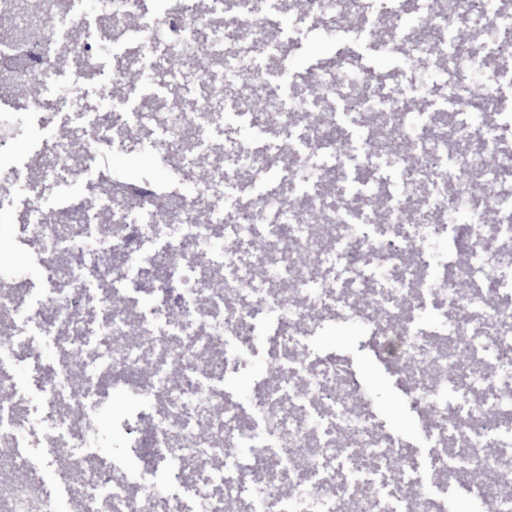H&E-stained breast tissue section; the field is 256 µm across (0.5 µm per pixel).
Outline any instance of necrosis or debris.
Masks as SVG:
<instances>
[{
  "mask_svg": "<svg viewBox=\"0 0 512 512\" xmlns=\"http://www.w3.org/2000/svg\"><path fill=\"white\" fill-rule=\"evenodd\" d=\"M0 10L37 26L29 44L0 37V102L34 82L27 108L43 111L50 88L88 78L94 54L111 57L110 83L148 67L195 88L139 93L131 113L92 107L79 135L41 134L24 163L22 118L0 113V214L16 219L0 240L16 232L22 243L0 270V461L20 459L28 424L12 373L36 352L18 339L28 309L59 348L33 380L49 424L36 445L73 456L89 387L124 386L149 400L152 422L113 423L114 441L164 464L118 475L73 456L90 484L78 499L32 473L0 475V512H260L285 501L290 512H512L484 484L512 480V289L500 279L512 267V153L501 147L512 122L494 95L504 72L482 67L512 56L511 11L498 0H108L98 14L75 0H0ZM281 17L291 34L275 29ZM304 31L329 48L353 39L397 56L405 73L436 64L465 92L451 117L423 118L399 85L342 56L289 78ZM398 136L411 156L394 149ZM117 152L150 153L167 181L112 177ZM77 174L84 193L56 198ZM487 209L493 223H470ZM163 223L182 234L160 239ZM112 250L124 261L102 269ZM157 271L178 283V310L159 291L138 300L136 283ZM264 335L279 345L266 359L278 376L246 408L212 380ZM326 335L365 337L406 369L433 457L443 465L455 451L468 495L455 496L451 477L404 494L406 439L386 432L372 392L341 363L311 358L304 339ZM219 452L232 461L220 480L209 464Z\"/></svg>",
  "mask_w": 512,
  "mask_h": 512,
  "instance_id": "4bbe7bcc",
  "label": "necrosis or debris"
}]
</instances>
